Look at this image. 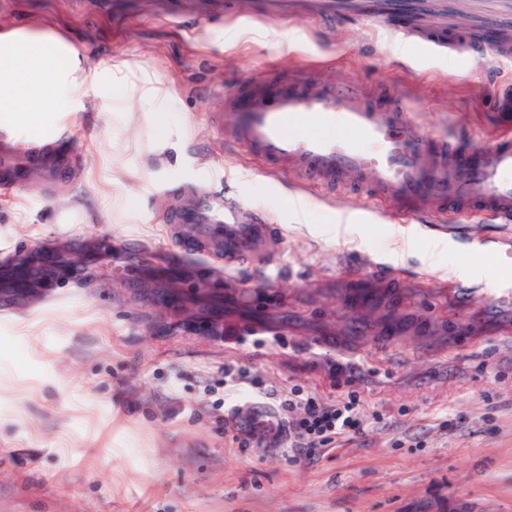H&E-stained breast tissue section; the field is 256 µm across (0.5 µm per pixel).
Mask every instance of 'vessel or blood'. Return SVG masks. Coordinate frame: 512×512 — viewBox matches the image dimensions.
I'll return each instance as SVG.
<instances>
[{
  "label": "vessel or blood",
  "mask_w": 512,
  "mask_h": 512,
  "mask_svg": "<svg viewBox=\"0 0 512 512\" xmlns=\"http://www.w3.org/2000/svg\"><path fill=\"white\" fill-rule=\"evenodd\" d=\"M376 3L380 22L401 15L406 28L418 27L420 0ZM252 13L332 20L336 0H253ZM215 121L264 161L287 165L296 177L329 186L353 183L390 203L398 214L419 212L437 200L453 211L512 223L511 133L475 151L453 138L420 132L401 106H377L358 90L300 77L279 82L271 91L257 87L226 93ZM74 160L61 142L25 146L0 135V190L19 188L35 164L47 181H58ZM173 220L195 227L198 239L212 243L229 266L247 254L273 251L271 225L250 218L241 203L205 199L175 211ZM268 414L265 406L250 404L237 412L234 422L251 427Z\"/></svg>",
  "instance_id": "vessel-or-blood-1"
}]
</instances>
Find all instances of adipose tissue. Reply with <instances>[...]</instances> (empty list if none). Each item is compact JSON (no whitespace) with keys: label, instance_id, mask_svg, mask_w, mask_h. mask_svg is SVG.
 Instances as JSON below:
<instances>
[{"label":"adipose tissue","instance_id":"1","mask_svg":"<svg viewBox=\"0 0 512 512\" xmlns=\"http://www.w3.org/2000/svg\"><path fill=\"white\" fill-rule=\"evenodd\" d=\"M160 99L148 82L104 64L89 67L75 43L46 28L0 30V128L38 131L49 112L112 111L119 99Z\"/></svg>","mask_w":512,"mask_h":512}]
</instances>
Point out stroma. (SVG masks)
I'll use <instances>...</instances> for the list:
<instances>
[{
	"mask_svg": "<svg viewBox=\"0 0 512 512\" xmlns=\"http://www.w3.org/2000/svg\"><path fill=\"white\" fill-rule=\"evenodd\" d=\"M424 19L464 36L404 38L359 14L270 21L251 0H0V22L51 28L167 92L160 112L50 113L42 135L67 138L73 169L0 195V260L63 246L88 272L0 303V512H512V300L488 284L498 252L466 247L512 244V224L437 201L400 218L358 187L297 180L212 121L222 92L303 71L483 147L512 121V0H434ZM219 194L273 225L275 258L228 271L184 254L172 213ZM398 227L417 232L402 259ZM228 365L269 392H359L367 424L294 461L287 441L235 435Z\"/></svg>",
	"mask_w": 512,
	"mask_h": 512,
	"instance_id": "1",
	"label": "stroma"
}]
</instances>
